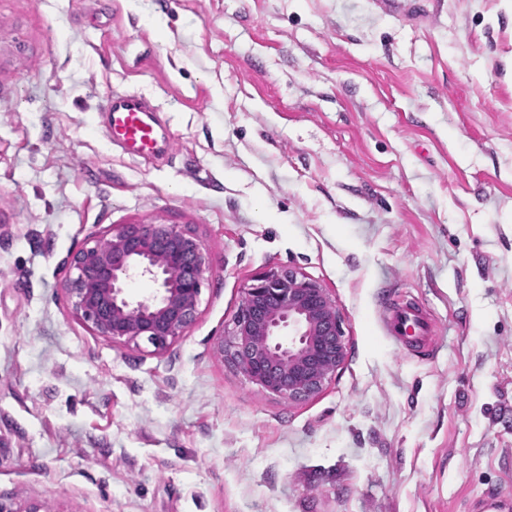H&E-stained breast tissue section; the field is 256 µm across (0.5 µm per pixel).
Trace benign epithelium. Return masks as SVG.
Listing matches in <instances>:
<instances>
[{
  "label": "benign epithelium",
  "instance_id": "1",
  "mask_svg": "<svg viewBox=\"0 0 512 512\" xmlns=\"http://www.w3.org/2000/svg\"><path fill=\"white\" fill-rule=\"evenodd\" d=\"M211 258L188 226L154 221L122 224L77 251L63 290L75 316L113 343L147 340L157 352L197 319ZM143 277L154 292L133 299ZM233 327L217 343L224 359L250 381L294 403L322 391L347 357L336 300L314 279L269 269L242 288Z\"/></svg>",
  "mask_w": 512,
  "mask_h": 512
}]
</instances>
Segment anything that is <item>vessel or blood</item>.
Masks as SVG:
<instances>
[{"label":"vessel or blood","instance_id":"vessel-or-blood-1","mask_svg":"<svg viewBox=\"0 0 512 512\" xmlns=\"http://www.w3.org/2000/svg\"><path fill=\"white\" fill-rule=\"evenodd\" d=\"M103 110L108 114V138L128 155L159 156L171 150V143L159 135L153 118L157 107L144 95L135 91L111 93Z\"/></svg>","mask_w":512,"mask_h":512}]
</instances>
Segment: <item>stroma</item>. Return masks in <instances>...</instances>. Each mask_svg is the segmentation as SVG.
<instances>
[{
    "label": "stroma",
    "mask_w": 512,
    "mask_h": 512,
    "mask_svg": "<svg viewBox=\"0 0 512 512\" xmlns=\"http://www.w3.org/2000/svg\"><path fill=\"white\" fill-rule=\"evenodd\" d=\"M165 22L157 39L153 19ZM159 108L166 158L105 135ZM212 265L165 352L62 290L119 224ZM336 300L289 404L216 343L256 274ZM409 306L434 337L395 339ZM512 512V0H0V502L53 512ZM158 111V106L136 91L111 93L103 107V112L108 113V138L131 156L168 153L172 145L159 136L153 118Z\"/></svg>",
    "instance_id": "stroma-1"
}]
</instances>
